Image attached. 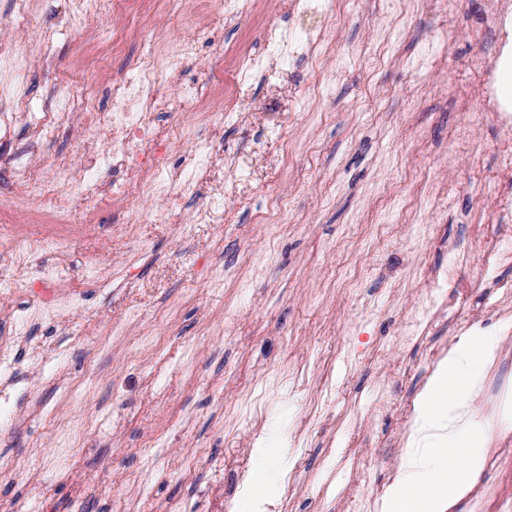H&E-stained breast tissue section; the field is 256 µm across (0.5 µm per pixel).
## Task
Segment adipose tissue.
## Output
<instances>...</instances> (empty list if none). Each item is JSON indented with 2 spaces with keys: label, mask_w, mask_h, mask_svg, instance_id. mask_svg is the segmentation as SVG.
Returning a JSON list of instances; mask_svg holds the SVG:
<instances>
[{
  "label": "adipose tissue",
  "mask_w": 512,
  "mask_h": 512,
  "mask_svg": "<svg viewBox=\"0 0 512 512\" xmlns=\"http://www.w3.org/2000/svg\"><path fill=\"white\" fill-rule=\"evenodd\" d=\"M498 343L494 335H468L441 361L418 404L415 432L381 512H458L470 496L493 435L512 426V386L493 414L471 406Z\"/></svg>",
  "instance_id": "ef3b65f1"
}]
</instances>
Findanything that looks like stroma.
Segmentation results:
<instances>
[{"label":"stroma","mask_w":512,"mask_h":512,"mask_svg":"<svg viewBox=\"0 0 512 512\" xmlns=\"http://www.w3.org/2000/svg\"><path fill=\"white\" fill-rule=\"evenodd\" d=\"M173 17L157 0L78 31L68 0H29L57 26L48 48L12 37L32 68L26 93L44 111L55 70L79 71L112 36L123 80L162 54L142 55L134 27L163 50L191 39L182 72L158 87L213 85L262 57L276 30L319 28L320 56L290 57L265 78L159 115L168 162L218 139L223 162L202 171L210 191L138 200L114 196L100 223L74 227V274L96 256L106 282L63 296L60 320L40 321L36 286L46 257L5 258L0 229V501L22 512H237L256 446L277 448L265 512H346L348 495L381 501L407 452L416 406L439 361L480 331L512 348V192L503 134L474 62L495 51L484 0H358L324 15L290 0H244ZM212 207L208 224L186 218ZM154 221H138L141 208ZM449 273L446 300L419 341L402 342L406 308L428 277ZM495 353L473 402L512 382ZM150 468L147 483L133 471ZM459 512H512V431L493 437Z\"/></svg>","instance_id":"1"}]
</instances>
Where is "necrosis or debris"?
<instances>
[{
	"label": "necrosis or debris",
	"mask_w": 512,
	"mask_h": 512,
	"mask_svg": "<svg viewBox=\"0 0 512 512\" xmlns=\"http://www.w3.org/2000/svg\"><path fill=\"white\" fill-rule=\"evenodd\" d=\"M512 17V0H489L488 21L496 35V49L490 59L481 61L476 69L481 86L489 104V110L497 126L503 130L504 149L512 148V103L500 100L494 86L499 64L504 52L512 48V30L507 27ZM193 52L190 42L165 55L163 71L149 70L139 82H119L112 77L110 58L111 41H103L96 48V56L80 80H60L56 83V94L51 113L39 124L37 138L47 142L57 137L60 122L71 112L80 114V146L76 153V172L67 174L64 182H57L53 174L66 163L65 158L39 159L37 164L22 161L21 157L10 158L7 165L23 189L24 199L20 203L0 207V224H12L18 212L30 213L32 223L38 229L20 237L11 238L12 251L28 253H63L69 238L61 228L67 224L94 223L98 206L112 203L111 191L96 185L94 175L99 166L100 152L93 143V136L101 121H108L112 129L119 131L113 139L110 157L113 164L134 170L137 180L127 188L128 194L144 197L147 191L161 190L169 183V168L162 150L163 138L155 125L156 105L147 100L143 87L160 84L164 75H175L182 71ZM26 56L19 53L11 40H0V99L11 104L17 111H29L30 105L18 91L28 68ZM108 86L113 101L118 105L108 117L86 106L85 99L93 87ZM150 141V151L130 153L129 144ZM98 268H89L85 277H74L63 265H49L40 275V307L48 322L57 319V302L61 296L80 294L89 280L97 278Z\"/></svg>",
	"instance_id": "necrosis-or-debris-1"
}]
</instances>
